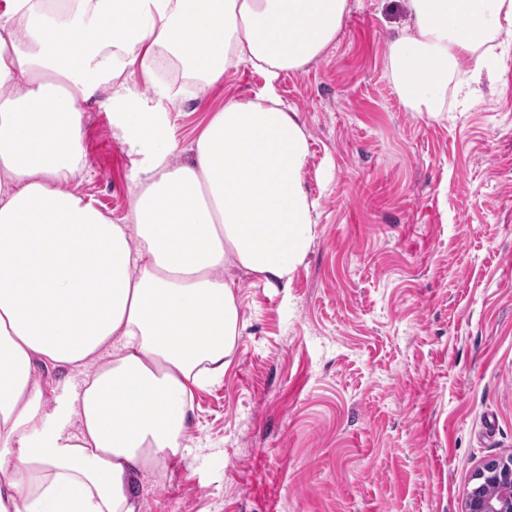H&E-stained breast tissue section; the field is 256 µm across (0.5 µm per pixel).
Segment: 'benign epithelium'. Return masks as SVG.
Wrapping results in <instances>:
<instances>
[{"label": "benign epithelium", "instance_id": "1", "mask_svg": "<svg viewBox=\"0 0 512 512\" xmlns=\"http://www.w3.org/2000/svg\"><path fill=\"white\" fill-rule=\"evenodd\" d=\"M474 481L463 512H512V454L486 460Z\"/></svg>", "mask_w": 512, "mask_h": 512}]
</instances>
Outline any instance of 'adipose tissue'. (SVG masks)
Segmentation results:
<instances>
[{"mask_svg":"<svg viewBox=\"0 0 512 512\" xmlns=\"http://www.w3.org/2000/svg\"><path fill=\"white\" fill-rule=\"evenodd\" d=\"M390 46L413 111L442 119L448 74L512 31V0H407ZM350 0H46L0 14V512H136L138 477L185 444L194 389L220 379L241 331L244 269L289 286L314 239L307 135L266 90L225 102L174 156L158 81L201 89L238 64L268 80L335 40ZM112 135L140 160L127 222L64 187L86 167L84 106L99 89ZM84 369L49 392L36 363Z\"/></svg>","mask_w":512,"mask_h":512,"instance_id":"1","label":"adipose tissue"}]
</instances>
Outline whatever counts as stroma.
I'll list each match as a JSON object with an SVG mask.
<instances>
[{
    "instance_id": "obj_1",
    "label": "stroma",
    "mask_w": 512,
    "mask_h": 512,
    "mask_svg": "<svg viewBox=\"0 0 512 512\" xmlns=\"http://www.w3.org/2000/svg\"><path fill=\"white\" fill-rule=\"evenodd\" d=\"M405 0H351L336 40L281 74L310 143L317 234L290 287L233 270L244 327L195 390L188 455L137 485L138 512H461L475 469L512 453V50L448 120L412 112L389 70ZM269 84L243 64L181 83L188 151L226 101ZM107 91L86 106L68 188L123 222L136 154Z\"/></svg>"
}]
</instances>
